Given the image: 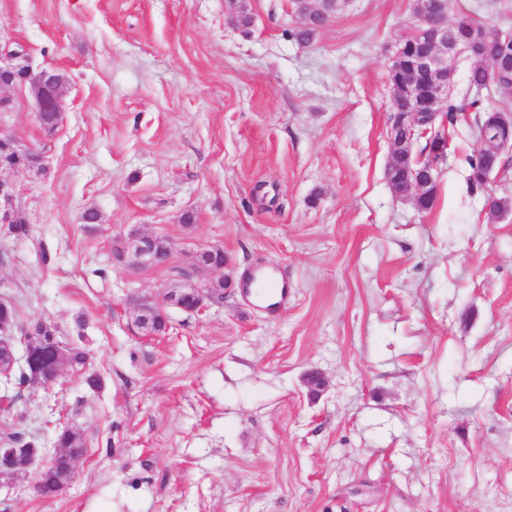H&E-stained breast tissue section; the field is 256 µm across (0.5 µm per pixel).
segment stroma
I'll return each instance as SVG.
<instances>
[{
    "label": "stroma",
    "mask_w": 512,
    "mask_h": 512,
    "mask_svg": "<svg viewBox=\"0 0 512 512\" xmlns=\"http://www.w3.org/2000/svg\"><path fill=\"white\" fill-rule=\"evenodd\" d=\"M248 6L244 27L225 0H0V41L68 81L50 135L29 88L0 94V132L44 165L0 173L32 229L0 225V299L87 356L45 388L0 384L17 396L0 435L85 440L65 490L27 474L0 484V512H512V214L487 223L468 188L472 114L418 212L385 177L411 0H347L305 45L290 0ZM450 11L512 25V0ZM133 226L171 241L165 264L113 265ZM209 246L228 264L197 281L275 268L287 304L235 284L133 335L130 295L161 297Z\"/></svg>",
    "instance_id": "1"
}]
</instances>
